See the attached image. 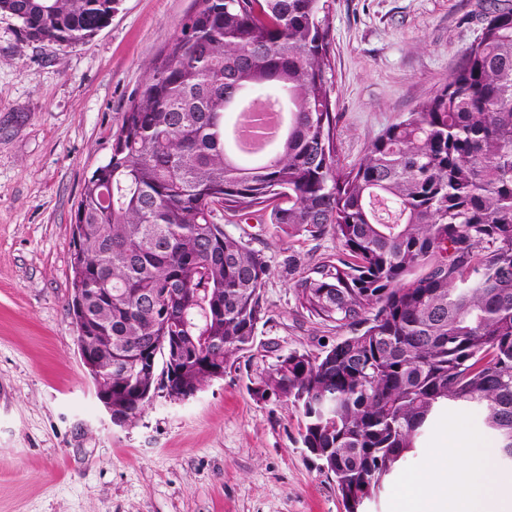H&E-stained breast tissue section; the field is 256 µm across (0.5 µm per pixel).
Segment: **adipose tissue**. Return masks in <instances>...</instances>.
<instances>
[{"mask_svg":"<svg viewBox=\"0 0 512 512\" xmlns=\"http://www.w3.org/2000/svg\"><path fill=\"white\" fill-rule=\"evenodd\" d=\"M456 435L453 447L440 438L429 468L406 479L399 512H512V473L493 467L480 438Z\"/></svg>","mask_w":512,"mask_h":512,"instance_id":"adipose-tissue-1","label":"adipose tissue"}]
</instances>
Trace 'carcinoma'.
I'll return each mask as SVG.
<instances>
[{
    "mask_svg": "<svg viewBox=\"0 0 512 512\" xmlns=\"http://www.w3.org/2000/svg\"><path fill=\"white\" fill-rule=\"evenodd\" d=\"M118 0H0L35 41L82 42ZM334 0H198L121 114L112 153L85 181L70 258L72 310L92 337L94 385L139 415L151 355L202 390L251 351L270 318L265 253L220 211L270 210L296 241L339 252L300 272L298 306L352 335L277 356L252 387L302 417L303 447L363 512L428 419L485 410L512 448V11H493L464 62L340 164L333 111ZM275 107L281 137L233 150L229 113Z\"/></svg>",
    "mask_w": 512,
    "mask_h": 512,
    "instance_id": "carcinoma-1",
    "label": "carcinoma"
}]
</instances>
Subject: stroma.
<instances>
[{
  "instance_id": "35a3bbf8",
  "label": "stroma",
  "mask_w": 512,
  "mask_h": 512,
  "mask_svg": "<svg viewBox=\"0 0 512 512\" xmlns=\"http://www.w3.org/2000/svg\"><path fill=\"white\" fill-rule=\"evenodd\" d=\"M196 8L119 0L110 23L76 45L32 40L0 14V512H344L332 475L301 444L299 414L248 391L279 354L350 336L302 311L292 288L294 267L335 253L331 236L291 242L266 213L225 216L227 233L270 259V319L251 352L194 397L156 389L116 425L80 360L68 301L82 188L109 159L147 64ZM494 10L512 0H335L341 165L447 82ZM483 418L450 409L367 512H396L402 479L429 464L442 431L481 435Z\"/></svg>"
}]
</instances>
